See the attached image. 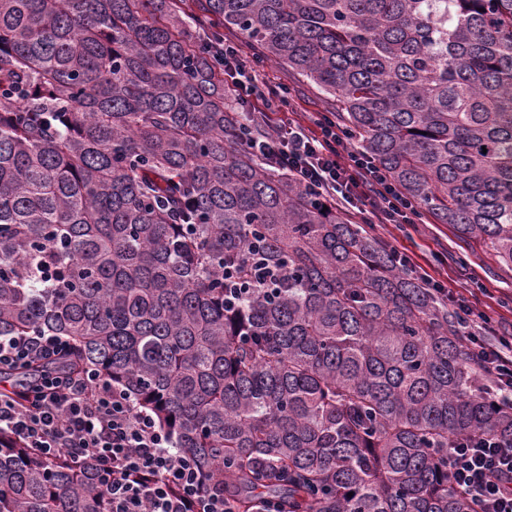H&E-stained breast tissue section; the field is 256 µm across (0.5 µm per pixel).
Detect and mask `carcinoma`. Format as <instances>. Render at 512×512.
I'll return each instance as SVG.
<instances>
[{
    "instance_id": "1",
    "label": "carcinoma",
    "mask_w": 512,
    "mask_h": 512,
    "mask_svg": "<svg viewBox=\"0 0 512 512\" xmlns=\"http://www.w3.org/2000/svg\"><path fill=\"white\" fill-rule=\"evenodd\" d=\"M226 26L512 269V0H0V336L64 337L238 512H473L448 447L512 402L442 294L244 149ZM0 512L112 504L0 432Z\"/></svg>"
}]
</instances>
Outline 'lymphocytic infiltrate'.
Listing matches in <instances>:
<instances>
[{"label":"lymphocytic infiltrate","instance_id":"f902f5d3","mask_svg":"<svg viewBox=\"0 0 512 512\" xmlns=\"http://www.w3.org/2000/svg\"><path fill=\"white\" fill-rule=\"evenodd\" d=\"M215 53L233 75L229 88L243 125L259 121L267 127L262 137L243 140L266 166L288 170L365 223H415L414 205L372 156L349 147L335 116L320 112L308 120L299 112H273L280 93L258 84L242 48L227 45ZM67 351L59 336L0 337V368L41 365ZM475 359L482 375L512 392V336L480 340ZM1 430L46 458L64 452L77 467L103 473L112 512H236L207 487L199 467L174 448L153 414L96 371L76 378L46 373L28 392H0ZM448 457L455 488L476 512H512V441H460Z\"/></svg>","mask_w":512,"mask_h":512}]
</instances>
